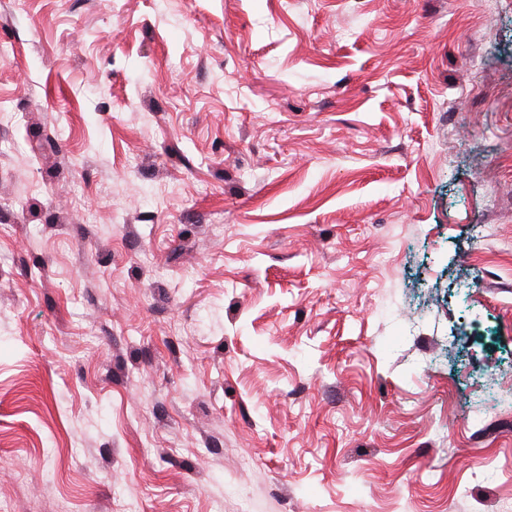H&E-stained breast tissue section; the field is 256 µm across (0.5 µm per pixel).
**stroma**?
<instances>
[{
	"label": "stroma",
	"instance_id": "stroma-1",
	"mask_svg": "<svg viewBox=\"0 0 512 512\" xmlns=\"http://www.w3.org/2000/svg\"><path fill=\"white\" fill-rule=\"evenodd\" d=\"M0 44V502L512 512V0H0Z\"/></svg>",
	"mask_w": 512,
	"mask_h": 512
}]
</instances>
